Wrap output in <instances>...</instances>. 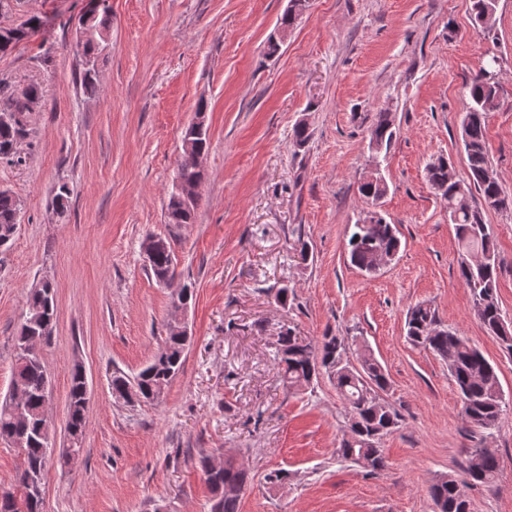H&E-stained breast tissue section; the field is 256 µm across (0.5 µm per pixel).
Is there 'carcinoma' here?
Instances as JSON below:
<instances>
[{
    "mask_svg": "<svg viewBox=\"0 0 512 512\" xmlns=\"http://www.w3.org/2000/svg\"><path fill=\"white\" fill-rule=\"evenodd\" d=\"M472 19L482 30H491L495 24L497 0H471ZM112 24L110 7L102 5L90 12L91 36L83 43V56L97 59L103 35ZM20 35L13 40L0 41V56L12 52L24 40L38 34L44 23L38 16H30L18 24ZM497 58L493 57L472 77L468 85L469 103L461 123V140L466 155L467 172L462 176L453 162L438 157L427 167V180L448 204V216L455 226L458 245V271L466 288L474 314L487 333L497 337L512 353V326L503 333L504 318L498 302L497 282L501 268L499 253L491 225L485 223L483 210L512 208V195L505 193L502 184L487 178L493 170L486 147L487 104L498 97ZM42 99L37 83L15 88L7 95L0 93V158L17 164L23 157L12 152L13 143L29 133V106ZM395 119L390 112L375 115L370 132L375 142V155L390 148L396 137ZM382 177L361 184L360 193L377 203L387 193ZM478 192L482 204H473V192ZM197 200L185 203L180 195L171 193L165 209V223L190 224L195 217ZM20 201L8 191H0V227L18 223ZM401 241L396 225L389 223L381 212L369 224L355 222L348 225L347 252L350 265L371 276L368 269L379 254L397 255ZM482 255L484 262L475 264L471 255ZM174 250L171 240L156 237L153 241L150 271L157 282L174 278ZM28 312L15 336L11 372V386L25 396L27 419L19 421L11 413L8 402L0 404V440L19 443L21 464L13 487L0 491V512H42L45 471L52 455L62 465L71 464L66 449L54 452L55 429L43 415V399L52 386V377L45 367L42 351L37 343H46L52 336L56 305L54 289L47 284L27 294ZM407 338L416 346H423L448 363V370L457 387L461 414L474 431L490 435L501 419L504 405L503 391L494 365L457 331L439 323L436 310L419 303L406 318ZM189 343L187 336L167 335L153 359L135 376L115 372L111 379L112 395L128 404L151 403L159 400L172 380L181 371ZM275 363L283 381L290 388H310L322 376H327L343 401L344 436L336 449L337 457L370 462V472L386 467L381 448L382 439L398 429L400 414L380 397L387 390L388 378L366 341L348 333L327 330L316 341H306L288 329L278 338ZM84 380L78 368L70 375L69 418L74 429H84L87 412ZM478 461H469L465 477L445 474L430 487L433 500H441L444 512H464L466 488L473 484L492 482L500 470V461L493 448L487 446L476 452ZM206 482L212 493L210 512H239L241 493L248 485V472L231 458L214 467L209 457L200 459Z\"/></svg>",
    "mask_w": 512,
    "mask_h": 512,
    "instance_id": "1",
    "label": "carcinoma"
}]
</instances>
